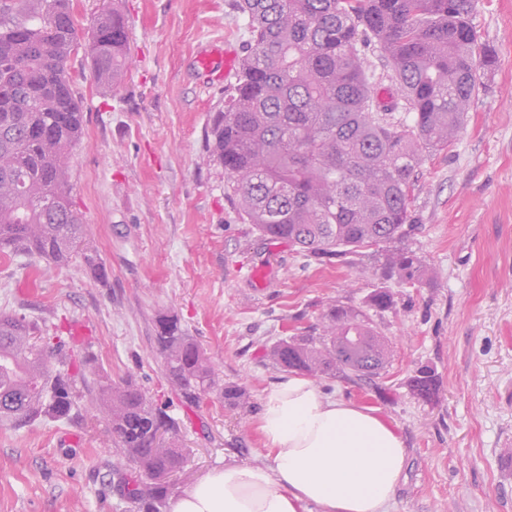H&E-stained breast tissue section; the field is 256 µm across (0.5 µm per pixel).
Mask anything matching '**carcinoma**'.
Masks as SVG:
<instances>
[{
	"label": "carcinoma",
	"mask_w": 512,
	"mask_h": 512,
	"mask_svg": "<svg viewBox=\"0 0 512 512\" xmlns=\"http://www.w3.org/2000/svg\"><path fill=\"white\" fill-rule=\"evenodd\" d=\"M477 0H237L249 39L234 92L212 129V160L227 193L263 237L319 259L395 244L411 222L410 192L424 153L447 148L495 55L470 18ZM379 40L411 120L373 111L374 88L359 44ZM76 29L73 0H0V254H36L68 264L85 236L70 196L68 156L85 113L66 77ZM128 36L117 7L100 14L88 47L93 81L118 86ZM388 268L422 287L418 255L397 248ZM164 377L183 402L216 395L246 411L249 395L226 384L206 350L170 314L155 336ZM284 371L371 379L388 366V341L356 308L332 304L319 331L267 350ZM410 391L430 402L440 382L421 366ZM116 454L114 470L135 512H166L184 463L178 422L132 379L97 381ZM76 403L74 379L55 368L38 326L0 314V423L62 419ZM164 430V437L156 436Z\"/></svg>",
	"instance_id": "cac0c4a2"
}]
</instances>
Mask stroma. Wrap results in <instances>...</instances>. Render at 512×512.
<instances>
[{"label": "stroma", "instance_id": "stroma-1", "mask_svg": "<svg viewBox=\"0 0 512 512\" xmlns=\"http://www.w3.org/2000/svg\"><path fill=\"white\" fill-rule=\"evenodd\" d=\"M114 3L129 63L104 90L87 50L97 15ZM74 16L78 47L66 69L86 125L69 156L70 186L106 276L0 254V312L37 323L62 359L92 354L96 372L134 377L166 403L187 451L181 491L213 468L259 461L262 397L282 375L267 347L319 327L329 304L362 309L390 343L386 373L369 385L342 376L316 385L374 409L402 436L406 476L390 512H512V0H478L472 24L497 63L457 139L425 154L417 172L405 245L429 273L422 288L382 272L373 249L321 262L261 237L225 195L209 151L236 77L209 78L196 58L219 47L243 55L235 0H74ZM361 51L374 111L406 118L379 42ZM251 268L265 271L264 285ZM379 288L392 307H370ZM166 312L225 382L246 386L247 413L212 395L190 406L171 391L154 347ZM423 365L440 380L432 402L408 387ZM95 374L78 382L68 418L0 425V512H134L112 475L118 457L92 401Z\"/></svg>", "mask_w": 512, "mask_h": 512}]
</instances>
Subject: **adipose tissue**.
Instances as JSON below:
<instances>
[{"mask_svg":"<svg viewBox=\"0 0 512 512\" xmlns=\"http://www.w3.org/2000/svg\"><path fill=\"white\" fill-rule=\"evenodd\" d=\"M259 462L212 469L169 512H388L407 451L373 410L290 374L262 399Z\"/></svg>","mask_w":512,"mask_h":512,"instance_id":"adipose-tissue-1","label":"adipose tissue"}]
</instances>
